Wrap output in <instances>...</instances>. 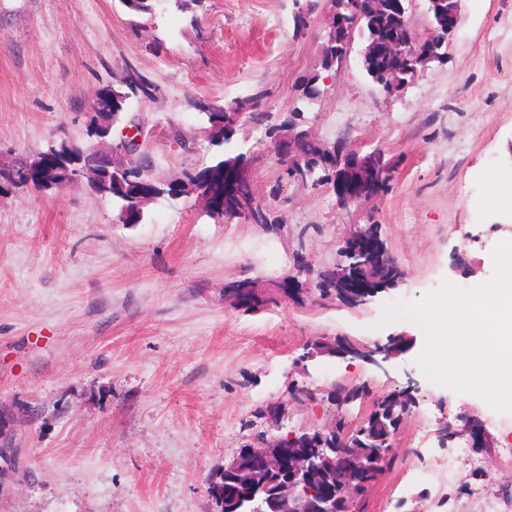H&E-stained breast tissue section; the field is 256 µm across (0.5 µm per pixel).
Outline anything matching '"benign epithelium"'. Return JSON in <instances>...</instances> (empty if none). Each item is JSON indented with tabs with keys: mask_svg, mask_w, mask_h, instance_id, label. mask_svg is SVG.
<instances>
[{
	"mask_svg": "<svg viewBox=\"0 0 512 512\" xmlns=\"http://www.w3.org/2000/svg\"><path fill=\"white\" fill-rule=\"evenodd\" d=\"M403 41L409 55L422 63L438 58L436 47L420 43L411 30L403 36ZM378 179L379 171L372 156L363 157L353 150L339 152L336 198L341 217L352 216V207L376 199L373 187ZM348 226L349 233L342 249L344 260L331 267L336 281V296L345 300L356 296L362 302L397 286L399 281L385 277V272L396 261L376 233V225L361 226L350 222ZM406 340L405 336H395L388 345L372 349L359 348L345 340L337 347V353L361 357L376 364L378 355L388 361L402 354L406 350ZM412 392L413 388L409 387L391 398L392 408L398 409L401 417L409 412L414 402ZM466 434L473 445L482 442L481 432L474 421L460 417L458 423L449 424L448 436ZM387 445L388 449L377 448L370 455L356 443L353 432L335 419L314 430L302 427L280 437H260L257 445L246 450L258 462L260 470L244 469L242 455L236 453L224 461V475H240L236 485L248 488L246 496L249 499L263 496L267 510L256 507L253 512H356L357 499L367 488V482L360 476L381 475L393 441H387ZM336 458L347 459L348 470L343 483L330 487L323 482L318 469L321 463H332ZM264 474L276 476L275 481L268 483L260 479ZM209 492L217 502V512H224L232 504H243L242 499L230 497L228 488L219 484H209Z\"/></svg>",
	"mask_w": 512,
	"mask_h": 512,
	"instance_id": "obj_1",
	"label": "benign epithelium"
}]
</instances>
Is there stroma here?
<instances>
[{
    "label": "stroma",
    "mask_w": 512,
    "mask_h": 512,
    "mask_svg": "<svg viewBox=\"0 0 512 512\" xmlns=\"http://www.w3.org/2000/svg\"><path fill=\"white\" fill-rule=\"evenodd\" d=\"M321 0L295 34L292 0H193L158 11L136 32L120 0H0V166L70 140L92 145L95 91L125 64L162 88L129 110L145 132L153 177L183 180L210 163L195 100L229 102L263 92L273 118L296 104V86L319 68L329 24ZM460 25L442 62L418 69L392 94L363 67L362 38L302 117L324 142L381 149L394 172L387 193L355 208L376 224L404 281L360 305L320 298L318 270L334 266L349 232L331 188L281 180L261 129L234 143L250 151L257 196L279 188V232L218 222L192 196L161 199L143 223L115 221L110 201L78 183L0 194V512H216L209 495L226 457L273 434L330 421L331 404L291 399L298 384L327 395L362 384L344 413L356 429L383 397L413 387L385 471L358 512H485L512 491V413L429 381L415 364L424 334L384 322V309L435 290L464 289L494 273L493 251L512 238V0H461ZM166 50L151 54V37ZM190 150H183L182 142ZM477 264L457 272V255ZM297 276L293 292L279 284ZM252 279L267 303L246 312L225 287ZM408 335L411 349L384 367L352 357L304 360L312 341L364 346ZM476 419L492 440H443L446 423ZM481 458L475 473L463 452Z\"/></svg>",
    "instance_id": "1"
}]
</instances>
